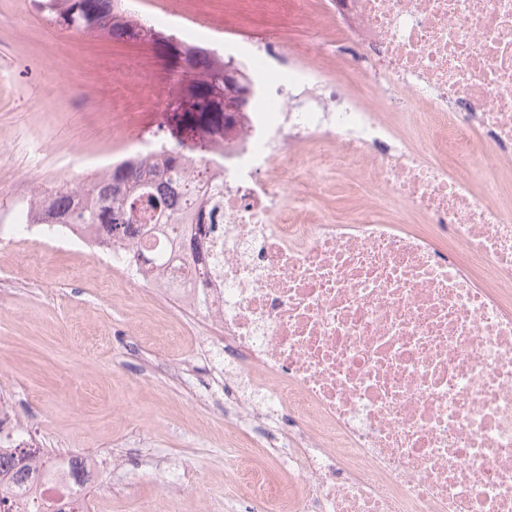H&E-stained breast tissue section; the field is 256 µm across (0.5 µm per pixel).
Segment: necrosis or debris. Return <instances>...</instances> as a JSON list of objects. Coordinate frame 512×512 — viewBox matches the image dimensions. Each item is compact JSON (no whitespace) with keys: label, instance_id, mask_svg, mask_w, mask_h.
I'll return each instance as SVG.
<instances>
[{"label":"necrosis or debris","instance_id":"4bbe7bcc","mask_svg":"<svg viewBox=\"0 0 512 512\" xmlns=\"http://www.w3.org/2000/svg\"><path fill=\"white\" fill-rule=\"evenodd\" d=\"M321 54L270 32L114 0L223 55L252 85L203 167L218 205L179 236L108 244L97 227L0 219L98 252L135 284L219 324L224 498L246 512H512V183L474 191V159L512 172V0H323ZM373 200L330 215L326 188ZM266 449L294 482L251 464ZM67 471L0 483L11 512L80 494Z\"/></svg>","mask_w":512,"mask_h":512}]
</instances>
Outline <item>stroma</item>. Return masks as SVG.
I'll list each match as a JSON object with an SVG mask.
<instances>
[{"mask_svg": "<svg viewBox=\"0 0 512 512\" xmlns=\"http://www.w3.org/2000/svg\"><path fill=\"white\" fill-rule=\"evenodd\" d=\"M210 21L231 15L275 30L290 57L316 58L318 20L301 0H167ZM175 47L132 49L91 33L55 44L32 0H0V213L32 187L77 183L120 141L161 132L193 148L223 136L197 112H151L148 96H189ZM45 148L30 171V151ZM208 324L167 301L145 308L133 284L90 250L34 237L0 248V390L30 435L67 456L105 455L90 512H202L224 497V416L202 410L166 372L202 361ZM192 482L157 500L177 470Z\"/></svg>", "mask_w": 512, "mask_h": 512, "instance_id": "obj_1", "label": "stroma"}]
</instances>
